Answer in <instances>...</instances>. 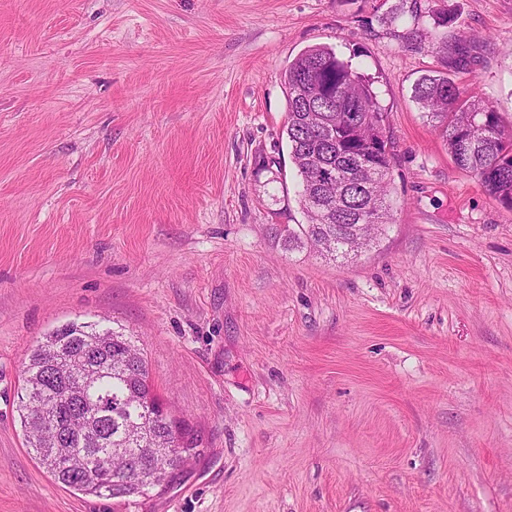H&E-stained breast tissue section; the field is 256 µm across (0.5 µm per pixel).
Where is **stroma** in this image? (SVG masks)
Listing matches in <instances>:
<instances>
[{
	"mask_svg": "<svg viewBox=\"0 0 512 512\" xmlns=\"http://www.w3.org/2000/svg\"><path fill=\"white\" fill-rule=\"evenodd\" d=\"M440 7L0 0V512H512V210L413 98L445 35L512 127V0ZM319 45L393 142L392 220L347 261L283 231L281 75ZM102 318L203 438L163 495L73 492L26 446L27 355Z\"/></svg>",
	"mask_w": 512,
	"mask_h": 512,
	"instance_id": "35a3bbf8",
	"label": "stroma"
}]
</instances>
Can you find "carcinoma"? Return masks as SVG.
I'll use <instances>...</instances> for the list:
<instances>
[{
  "instance_id": "carcinoma-1",
  "label": "carcinoma",
  "mask_w": 512,
  "mask_h": 512,
  "mask_svg": "<svg viewBox=\"0 0 512 512\" xmlns=\"http://www.w3.org/2000/svg\"><path fill=\"white\" fill-rule=\"evenodd\" d=\"M443 68L421 77L414 99L435 122L460 170L512 210V129L494 107L469 94L456 74L474 58L463 47L438 45ZM288 96L285 132L302 179L300 205L309 223L288 228V245L308 244L323 255L357 254L356 225L362 217L378 226L390 216L391 160L375 150V130L384 127L372 83L326 46L303 52L283 74ZM319 154L339 179V198L321 194ZM160 399L146 357L132 337L96 323L65 325L27 356L18 414L26 443L62 486L85 495L147 496L164 480L162 451L173 438L152 418ZM65 440L56 446L55 438ZM178 449L197 452L192 428L181 423ZM150 481H119L125 455Z\"/></svg>"
}]
</instances>
